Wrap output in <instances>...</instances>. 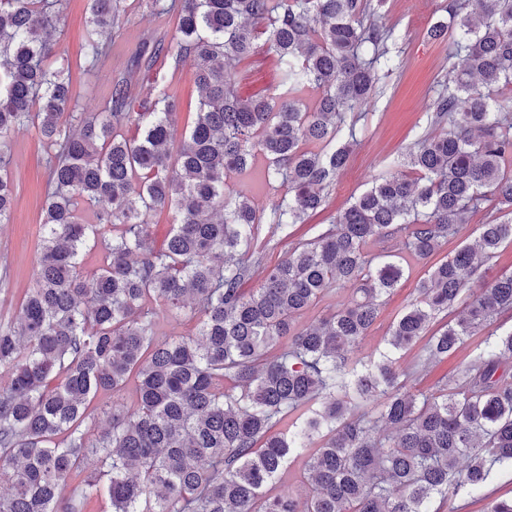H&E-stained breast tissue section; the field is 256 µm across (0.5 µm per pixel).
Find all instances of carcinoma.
Segmentation results:
<instances>
[{
	"mask_svg": "<svg viewBox=\"0 0 512 512\" xmlns=\"http://www.w3.org/2000/svg\"><path fill=\"white\" fill-rule=\"evenodd\" d=\"M62 0H0V223L13 184L4 135L33 124L47 155L43 239L35 287L0 325V512H442L484 500L492 472L512 474V274L474 289L469 277L512 244V0H448L457 29L430 126L400 170L375 177L330 227L243 282L260 265L251 243L264 220L227 180L264 161L287 187L269 223L286 229L322 207L346 166L359 109L393 70L390 32L365 26L383 0H154L177 16L174 68H195L199 99L172 152L177 101L158 84L140 100L127 77L89 112L72 96L55 47ZM124 0H89L84 58L94 68ZM264 39L281 92L242 96L229 74ZM69 120L60 121L63 113ZM101 204L94 223L83 206ZM500 216L430 267L418 297L392 322L378 356H357L404 257L370 245L403 239L427 260L479 211ZM173 215L160 247L154 214ZM102 250L87 274L83 250ZM352 294L332 314L298 319L333 289ZM163 308L197 323L192 336H157ZM484 331L473 360L428 392L396 354L423 343V364L448 359ZM133 386L127 409L119 395ZM112 396V425L91 437L94 399ZM303 497L269 494L295 460Z\"/></svg>",
	"mask_w": 512,
	"mask_h": 512,
	"instance_id": "obj_1",
	"label": "carcinoma"
}]
</instances>
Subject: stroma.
<instances>
[{
	"label": "stroma",
	"instance_id": "obj_1",
	"mask_svg": "<svg viewBox=\"0 0 512 512\" xmlns=\"http://www.w3.org/2000/svg\"><path fill=\"white\" fill-rule=\"evenodd\" d=\"M444 2L386 0L378 21L394 33L393 53L399 65L383 79L381 93L360 117L357 142L323 206L304 223L290 225L284 231L276 232L270 224H260L255 245L264 264L276 263L299 242L328 227L375 176L391 168L397 156L429 132L427 117L433 110L436 85L448 73L451 40L431 38L428 31L441 17ZM87 18L88 0H63L60 21L52 34L70 64L74 93L92 97L99 104L108 98L109 80L115 74L130 75L133 91L141 97L158 82L178 99L177 128L185 130L194 117L198 91L191 64L175 69L166 58L176 28L175 16L158 14L153 0H126L125 13L107 37L108 51L94 69L86 66L83 55ZM146 40L157 50L156 62L148 72L138 63ZM231 79L245 95L277 94L276 58L266 47H259L239 65ZM6 139L14 196L11 221L0 224V323L15 316L24 295L34 286L48 179L46 154L35 128L12 131ZM426 270L425 264L411 261L399 287L387 298L376 324L363 341L362 355H369L383 344L392 320L415 298V286Z\"/></svg>",
	"mask_w": 512,
	"mask_h": 512
}]
</instances>
